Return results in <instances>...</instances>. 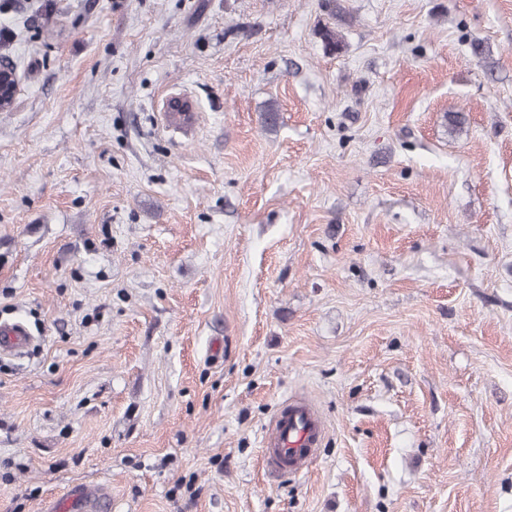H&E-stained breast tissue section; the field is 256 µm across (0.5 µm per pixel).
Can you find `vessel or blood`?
<instances>
[{
    "mask_svg": "<svg viewBox=\"0 0 512 512\" xmlns=\"http://www.w3.org/2000/svg\"><path fill=\"white\" fill-rule=\"evenodd\" d=\"M31 342L28 328L19 322L0 324V350L18 352ZM323 433L322 422L307 400L286 404L272 422L263 442V459L268 470L302 469L313 455ZM108 493L100 487H82L72 491L63 501L53 503L52 512H72L89 501H103Z\"/></svg>",
    "mask_w": 512,
    "mask_h": 512,
    "instance_id": "b4317fda",
    "label": "vessel or blood"
}]
</instances>
